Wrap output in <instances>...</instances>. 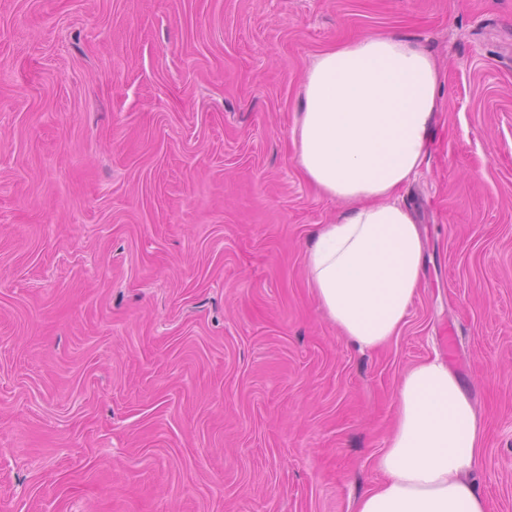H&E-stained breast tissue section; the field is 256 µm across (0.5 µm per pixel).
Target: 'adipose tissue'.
<instances>
[{
    "label": "adipose tissue",
    "instance_id": "ef3b65f1",
    "mask_svg": "<svg viewBox=\"0 0 512 512\" xmlns=\"http://www.w3.org/2000/svg\"><path fill=\"white\" fill-rule=\"evenodd\" d=\"M444 77L405 35L371 33L307 64L290 128L294 162L346 207L318 225L306 254L315 297L345 341L374 351L398 335L422 281L421 231L401 202L432 142ZM377 466L383 481L355 512H489L466 478L484 428L459 378L440 358L410 367Z\"/></svg>",
    "mask_w": 512,
    "mask_h": 512
}]
</instances>
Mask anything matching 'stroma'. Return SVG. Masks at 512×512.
<instances>
[{
  "label": "stroma",
  "mask_w": 512,
  "mask_h": 512,
  "mask_svg": "<svg viewBox=\"0 0 512 512\" xmlns=\"http://www.w3.org/2000/svg\"><path fill=\"white\" fill-rule=\"evenodd\" d=\"M391 31L446 85L422 283L361 352L288 131L314 54ZM433 356L512 512V0H0V512H353Z\"/></svg>",
  "instance_id": "1"
}]
</instances>
